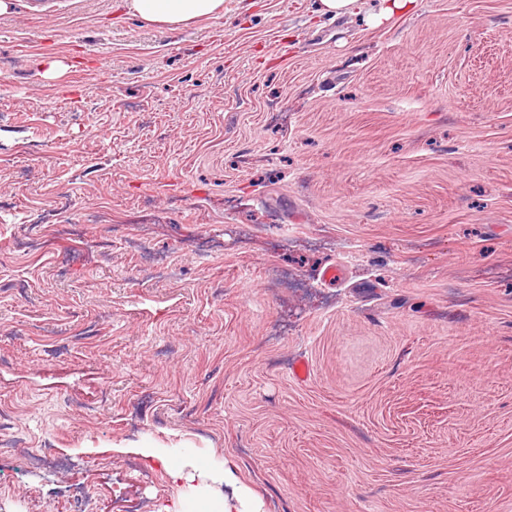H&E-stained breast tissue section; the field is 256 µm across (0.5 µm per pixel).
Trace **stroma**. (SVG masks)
<instances>
[{"mask_svg":"<svg viewBox=\"0 0 512 512\" xmlns=\"http://www.w3.org/2000/svg\"><path fill=\"white\" fill-rule=\"evenodd\" d=\"M7 2L0 512H512V0ZM129 8L144 21L179 26L212 17L224 9V0H129ZM361 0H317V10L323 16L341 17L367 14L368 20L375 24L392 19L396 14L412 9L416 0H380L375 11L365 10ZM133 452L167 473L178 496L158 512H264L261 496L243 481L231 457L203 463L187 448H155L149 444L117 448ZM189 483V484H187ZM188 487L187 492L182 490ZM231 488V494L224 492Z\"/></svg>","mask_w":512,"mask_h":512,"instance_id":"stroma-1","label":"stroma"}]
</instances>
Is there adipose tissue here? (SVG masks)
<instances>
[{"label":"adipose tissue","mask_w":512,"mask_h":512,"mask_svg":"<svg viewBox=\"0 0 512 512\" xmlns=\"http://www.w3.org/2000/svg\"><path fill=\"white\" fill-rule=\"evenodd\" d=\"M416 0H380L375 11H366L362 0H317L320 14L331 17L367 14L379 24L408 12ZM129 7L144 21L179 26L212 17L224 9V0H129ZM135 454L164 468L179 494L159 512H263L261 496L243 481L232 458L201 462L185 448L134 446Z\"/></svg>","instance_id":"obj_1"}]
</instances>
